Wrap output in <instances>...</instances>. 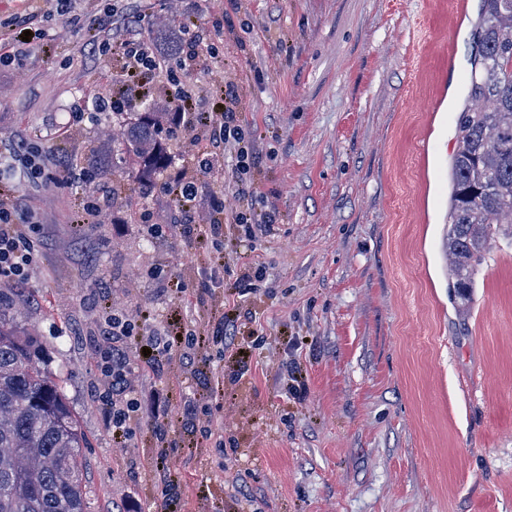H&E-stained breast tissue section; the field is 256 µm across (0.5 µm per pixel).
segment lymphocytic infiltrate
Listing matches in <instances>:
<instances>
[{
    "label": "lymphocytic infiltrate",
    "mask_w": 512,
    "mask_h": 512,
    "mask_svg": "<svg viewBox=\"0 0 512 512\" xmlns=\"http://www.w3.org/2000/svg\"><path fill=\"white\" fill-rule=\"evenodd\" d=\"M78 0H55V9L64 17L65 23L74 28H88L103 37L97 46L99 53L117 55L123 63L122 108L135 109L141 99L152 92L162 65L153 51L134 33L109 36L111 17L96 14L82 17L77 9ZM178 110L190 115L189 126L194 132L191 147H199L203 133L210 132L223 137L224 149L234 163L238 193L246 197L251 193L249 174L254 166L253 150L245 134L242 120L236 109L237 92L232 83L224 85L223 101L204 105L193 86L185 84L176 90ZM37 178L51 183L80 182L81 176L72 171L53 170L42 149L32 147L27 141H19L9 153L0 155V182L14 181L16 177ZM168 193L183 217L182 232L194 240H222L224 226L212 219L200 223L195 209L198 187L194 178L188 177L183 169L170 171L166 177ZM39 217L23 202L19 189L4 192L0 190V282H13L30 278L36 267L35 249L24 232L26 226H38ZM241 314L232 309L212 323L210 329L196 326L185 328L181 335L154 332L146 340V352L133 349L132 342L138 339L146 321L145 312L127 313L105 305L102 312L101 334L109 342L103 365V387L107 409L104 413L107 432L113 447L125 448L135 432V414L147 410L153 417L151 434L157 448L152 460L161 488L163 503L173 501L175 481L171 475L172 442L169 438L173 423L201 424L206 439L214 441L216 447L224 445V424L202 415L198 400L185 399L178 409H171L169 395L154 389L138 396L134 393V382L142 366L157 367L172 359H179L182 365H191L196 354L205 346L223 343L225 336L237 330Z\"/></svg>",
    "instance_id": "obj_1"
}]
</instances>
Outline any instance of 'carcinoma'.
<instances>
[{
    "label": "carcinoma",
    "instance_id": "obj_1",
    "mask_svg": "<svg viewBox=\"0 0 512 512\" xmlns=\"http://www.w3.org/2000/svg\"><path fill=\"white\" fill-rule=\"evenodd\" d=\"M166 58L182 51V32H157ZM451 157L448 263L452 288L469 301L491 242L512 240V0H482ZM176 98L157 84L143 112H115L119 157L106 136L63 166L96 177L116 164L135 169L142 191L167 166ZM42 349L24 301L0 286V512H87L82 448L86 440L61 388L42 367Z\"/></svg>",
    "mask_w": 512,
    "mask_h": 512
}]
</instances>
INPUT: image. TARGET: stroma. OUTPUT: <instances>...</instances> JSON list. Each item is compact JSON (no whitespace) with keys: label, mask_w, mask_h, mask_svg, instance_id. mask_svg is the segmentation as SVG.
I'll return each instance as SVG.
<instances>
[{"label":"stroma","mask_w":512,"mask_h":512,"mask_svg":"<svg viewBox=\"0 0 512 512\" xmlns=\"http://www.w3.org/2000/svg\"><path fill=\"white\" fill-rule=\"evenodd\" d=\"M144 37L194 20L213 51L183 69L200 95L232 81L256 150L252 190L276 233L224 229L221 288L196 300L214 251L187 239L155 178L137 223L125 202L87 224L83 184L22 187L43 221L31 233L37 271L18 282L26 314L89 446L88 512L130 505L162 512L151 469L150 414L129 447H113L99 399L104 300L149 311L148 327H207L225 308L250 311L244 377L209 388L217 346L143 368V390L171 405L199 399L224 422L214 447L174 424L180 512H512V243L496 240L468 303L448 279L449 117L466 57L468 21L448 0H138ZM24 16L25 67L0 64V151L25 139L50 163L96 141L88 86L121 88V62L62 33L45 0H0V20ZM164 225L145 236L142 219ZM194 253L184 263L180 254ZM262 266L242 291L244 266ZM302 340L291 349L290 338ZM297 361L308 394L288 393L279 368Z\"/></svg>","instance_id":"35a3bbf8"}]
</instances>
